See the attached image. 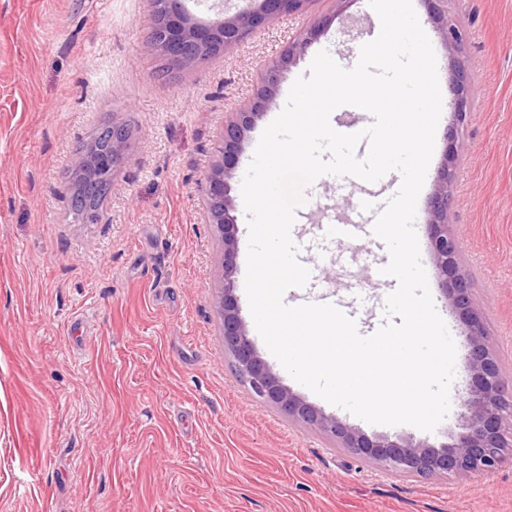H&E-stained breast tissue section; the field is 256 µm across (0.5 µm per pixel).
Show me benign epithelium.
Masks as SVG:
<instances>
[{
    "mask_svg": "<svg viewBox=\"0 0 512 512\" xmlns=\"http://www.w3.org/2000/svg\"><path fill=\"white\" fill-rule=\"evenodd\" d=\"M248 6L213 20L197 18L185 6V0H152L154 24L149 38L161 29L165 38L161 48L180 70H194L210 58L226 51L284 13L302 11L310 0H247ZM432 4L429 18L441 31L452 58L451 94L454 125L464 127L471 115L472 83L462 58L463 36L458 27L448 23V0H428ZM317 33L313 28L306 36L288 43L278 63L265 68L253 95L224 125L219 158L202 189V206L206 223L222 246L217 268L221 288L215 303L220 313L224 350L233 360L235 371L251 391L265 403L306 427L316 429L351 454L375 462L384 469L404 475L426 477L435 474H466L487 477L512 459V445L506 438L512 429V392L504 387L502 371L492 354V343L485 330L482 314L472 296V287L460 258L458 237L448 231L451 204L448 186L454 175L460 146L453 139L446 146L435 188L426 206V227L431 258L441 290L449 294L453 306L468 327L464 360L471 376L466 396L461 401L460 431L451 443L436 448L423 443L369 437L343 420L327 415L282 384L277 374L254 348L246 324L240 316L234 295V274L238 253L234 200L227 183L236 167L242 144L275 99L281 71L303 52ZM111 130V154L94 157L87 146L90 163L88 174L99 168L117 172L123 164L129 136L126 128L114 123Z\"/></svg>",
    "mask_w": 512,
    "mask_h": 512,
    "instance_id": "benign-epithelium-1",
    "label": "benign epithelium"
}]
</instances>
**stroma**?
I'll list each match as a JSON object with an SVG mask.
<instances>
[{"mask_svg": "<svg viewBox=\"0 0 512 512\" xmlns=\"http://www.w3.org/2000/svg\"><path fill=\"white\" fill-rule=\"evenodd\" d=\"M316 18L321 30L283 72L285 89L325 47L368 42L379 20L368 0H312L166 75L148 40L150 0H0V512H512V463L485 478L385 471L265 404L224 350L221 250L202 187L228 112ZM448 20L463 32L473 85L448 224L512 388V0H448ZM114 122L131 129L127 156L99 223H74L72 174ZM267 124L248 133L229 181L243 250V174ZM301 211L292 238L317 285L284 303L331 296L375 332L397 287L374 276L387 248L322 237L327 217L351 216L335 183ZM417 219L436 310L464 347L468 328L438 288L425 213ZM245 276L238 262L234 293L250 324ZM248 332L285 386L368 436L437 447L459 429L463 361L435 431L373 425L295 381Z\"/></svg>", "mask_w": 512, "mask_h": 512, "instance_id": "obj_1", "label": "stroma"}]
</instances>
